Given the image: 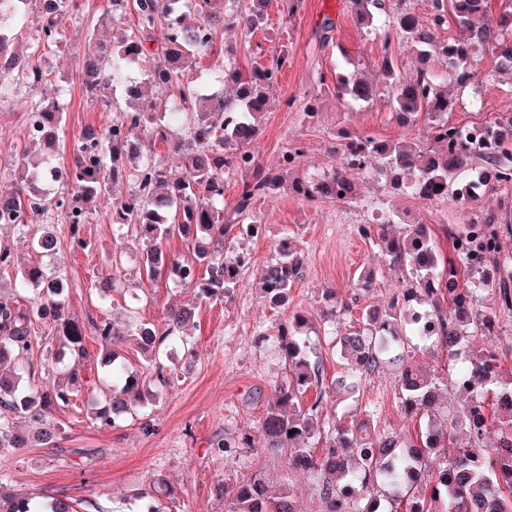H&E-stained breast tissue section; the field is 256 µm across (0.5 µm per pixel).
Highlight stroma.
Instances as JSON below:
<instances>
[{
    "label": "stroma",
    "instance_id": "stroma-1",
    "mask_svg": "<svg viewBox=\"0 0 512 512\" xmlns=\"http://www.w3.org/2000/svg\"><path fill=\"white\" fill-rule=\"evenodd\" d=\"M407 11L417 16L422 31L436 38H462L457 25L437 27L431 0H385L383 14ZM131 6L112 5L111 0H83L76 18L63 28L62 50L36 55L49 78L38 87L15 80L11 97L0 100V192L17 187L18 165L34 158L28 138L31 103L49 104L65 99L57 159L69 158L81 135L102 130L126 108L123 87L115 86L89 100L83 90L80 67L83 58L99 41H107L113 30L133 21ZM224 39L238 46L237 64L247 72L255 65L269 64L274 49H287L288 63L279 75L271 96L273 106L261 119L259 159L264 169L278 172L282 152L299 145L304 156L294 173L298 176L322 172L336 165L340 134L365 132L382 140L425 142V118L399 126L386 94L373 101L350 105L325 86L335 69L384 86V41L369 33L351 8L349 0H303L296 13H288L285 0H270L263 24L251 35L229 29ZM489 56H479L469 90L448 85L455 100L448 119L453 123L480 124L496 116L512 114V75L492 74ZM318 102L319 116L304 121L299 106L306 99ZM294 108H286V101ZM364 197L360 203L320 201L309 203L295 197L288 185L257 200L253 214L262 226L257 238L247 243L254 262L246 269L230 298L198 301L193 288L162 279L144 287L139 283V259L143 244L135 238L119 239L112 222L116 200L131 195L133 184L117 186L99 196L91 220L83 228L90 246L73 251L62 247L58 262L69 285V309L83 324L111 320L123 322L129 308H137L143 320L160 325L169 305L195 303L193 323L187 328L196 351L190 373L180 370V354L165 362L178 369L177 377L164 390L159 403L137 421H125L102 429L92 420L91 397L78 392L70 406L58 410L55 419L64 437L54 448H28L14 460L0 462V474L21 493H49L85 499L111 508L112 502L145 489L151 475L164 476L173 489L165 512H224L216 497L217 482L231 483L263 468L271 479L282 473L281 457H256L249 449L218 456L215 445L224 438L256 436L257 426L271 404L277 386L288 370L277 351V324L299 312L308 318L305 338L310 359L321 361L325 380L335 379L340 360L324 329L333 301L350 306L347 321L358 319L369 305L386 306L403 288L401 275L375 241L361 236V226L372 223L369 200L388 202L399 218L428 225L443 259L453 258L450 235L462 224L466 211L452 197L423 200L411 194L395 195L385 179L354 174ZM481 210L503 228L501 256L512 265V186L483 196ZM290 235L304 261V275L289 291L287 308L274 309L258 290L265 263L278 255L283 235ZM124 252L122 268L108 263L113 246ZM372 271L369 287L360 276ZM116 276L119 286L110 301L90 297L94 279ZM335 300H328V291ZM483 304L497 310L495 335L481 344L496 351L504 370L512 372V309L502 307L498 295H484ZM414 360L442 380V401L458 402L456 383L448 372V354L433 341L418 343ZM398 364L387 363L363 382L354 397H325L321 420L373 410L377 431L414 433L415 423L401 411Z\"/></svg>",
    "mask_w": 512,
    "mask_h": 512
}]
</instances>
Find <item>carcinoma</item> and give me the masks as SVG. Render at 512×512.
Segmentation results:
<instances>
[{
	"label": "carcinoma",
	"mask_w": 512,
	"mask_h": 512,
	"mask_svg": "<svg viewBox=\"0 0 512 512\" xmlns=\"http://www.w3.org/2000/svg\"><path fill=\"white\" fill-rule=\"evenodd\" d=\"M7 24L0 27V58L15 63V71L36 86L45 81L42 70L30 64L14 48L16 31L27 22L25 5L16 0ZM226 13L224 0H133L136 21L123 30L117 40L100 44L95 53L82 62L81 78L88 99L99 97L110 85L128 81L131 70L151 59L146 83L167 91L164 112L143 104L141 85L126 88L128 111L120 120L128 131H167L170 123L187 126V137L170 146V153L184 164L181 176H169L165 162L156 160L153 151L128 149L127 140L116 138L103 129L96 135L94 151L77 148L67 168L71 180L64 194L43 189L52 164L19 171L20 185L6 198L0 197L8 227L31 236L36 253L52 261L58 259L61 243L52 232H39L31 223L52 210L66 213L71 247L87 249L82 236L89 223L92 204L99 192L109 186L134 182L135 193L120 201L115 210L124 234L144 243L139 275L148 283L160 277L198 290L200 300L229 298L240 285L243 270L253 260L250 252H236L224 258V239L230 235L247 240L261 229L252 216L254 202L277 190L281 175L270 176L260 167L257 142L259 119L270 106L268 92L288 63V54L274 53L268 66H256L242 73L234 52L219 42L225 24L232 23L244 32L252 31L263 16L267 0H249ZM359 18L372 23V9L379 0H350ZM488 0H432L433 22L444 26L445 13L466 33L461 43H440L420 31L418 19L403 14L383 28L386 57L384 71L389 78L388 94L393 111L402 114L401 124L408 126L423 113L429 119L428 137L436 147L417 143L390 142L357 133L347 137L340 165L292 181L294 192L306 202L336 200L356 203L360 189L347 174V150L354 145L365 159L376 162L375 174L390 180V187L410 192L425 200L453 194L467 211L480 217L482 224L499 232L501 226L477 210L478 198L461 194V186L475 170L492 167L499 171L498 185H512V167L503 160L509 152L505 127L512 128V117H497L483 125L485 136L497 152L484 156L448 121L454 103L438 90V76L433 68L422 69L410 80L397 76L392 61L391 29L402 35L404 47L423 52L428 45L437 56V66L449 71L458 88L470 86L475 55L487 52L496 60L497 70L512 72V12L497 19L487 17ZM79 12L78 0H58L55 11H41L36 49L44 52L60 48L62 27ZM224 53L225 71L235 89L234 96L217 99L201 95L194 87L192 74L197 57L208 52ZM335 94L354 101L368 102L376 89L368 81L336 73L332 86ZM39 133L30 135L34 144L56 150L63 109L56 104L33 105ZM445 133L443 142L439 134ZM304 153L289 147L280 159V171L297 166ZM236 169L246 173L234 205L224 203V172ZM385 214L384 222L374 229L360 227L363 236L377 237L391 264L405 275L410 286L403 289L402 301L384 309L362 312L361 326L344 329L333 336L332 349L344 364L336 379L323 388L319 364L311 362L299 336L307 327L305 315L294 313L276 326L280 352L289 362V373L279 386L275 402L259 421L262 443L249 437L238 442L220 440L218 455L226 448H253L265 453L285 455L277 496L269 495L265 474L257 470L232 485L217 484L216 496L224 501L225 512H303L293 498L290 477L303 474L313 481L323 501V512H512V378L503 380L497 353L475 345L476 337L491 336L495 321L480 308L479 294L493 290L485 276L475 273L470 263L495 262L499 252L488 248L484 237L467 238L465 251L456 259L441 264L436 242L425 224H412L398 232L391 227L398 215L388 203L375 201ZM175 237L193 248L197 261H184L166 249ZM303 262L298 257L268 262L260 280L263 296L274 306H282L292 284L302 277ZM16 287L25 293V304L11 307L0 303V365L10 364L13 372L0 375V456L20 453L25 448L58 447L61 425L55 411L71 403L73 389L85 387L92 395L94 423L109 428L125 419H134L145 400L156 397L169 384L161 358L177 348L187 357L194 349L187 338L177 335L194 315V308L169 309L167 327L159 328L143 321L132 308L123 326L110 321H92V331L101 338L104 349L96 359V369L85 372L84 325L68 311L67 291L57 266L38 260L26 265L16 277ZM116 280H96L89 293L105 300L111 297ZM423 297L432 311L426 317L433 331L423 332L415 320V311L407 307L411 300ZM448 307H443V302ZM50 328L60 340L54 362L69 357L64 380L52 374L36 375L29 354L38 345L34 324ZM129 336L138 337L143 350L156 368L154 389L143 388L139 374L117 361L115 347ZM437 337L448 353L449 365L456 375L462 397L458 410L444 412L438 403L440 378L422 370L405 347L416 341ZM400 364L401 410L419 424L416 437L405 434L386 437L371 430L370 419L356 414L347 423L328 426L330 435L324 453L315 449L322 437L318 407L327 390H343L350 397L359 391L363 378L375 372L384 360ZM310 388L319 390L308 408L299 406V398ZM499 432L498 445L484 444L487 431ZM453 449L452 454L445 450ZM171 491L161 477L153 480L148 492L140 495L137 512H162L159 496ZM77 502L69 498L42 497L12 499L0 478V512H79Z\"/></svg>",
	"instance_id": "1"
}]
</instances>
